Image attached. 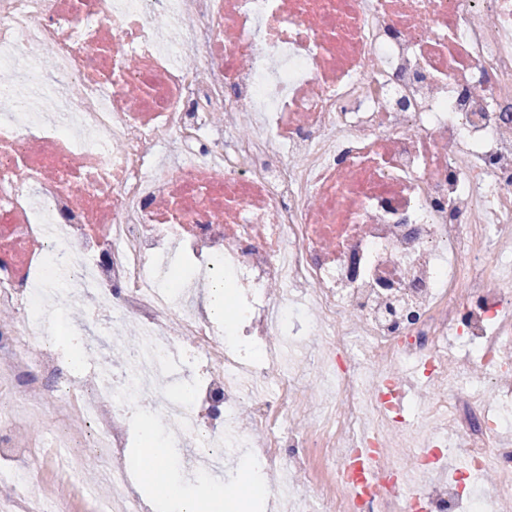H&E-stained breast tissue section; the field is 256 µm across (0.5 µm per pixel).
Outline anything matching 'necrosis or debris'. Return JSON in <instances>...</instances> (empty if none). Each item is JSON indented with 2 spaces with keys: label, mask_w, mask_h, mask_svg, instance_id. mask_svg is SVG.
Here are the masks:
<instances>
[{
  "label": "necrosis or debris",
  "mask_w": 512,
  "mask_h": 512,
  "mask_svg": "<svg viewBox=\"0 0 512 512\" xmlns=\"http://www.w3.org/2000/svg\"><path fill=\"white\" fill-rule=\"evenodd\" d=\"M0 67L1 98L25 91L0 113V389L92 426L98 512H147L135 411L214 473L241 452L284 478L320 460L289 512L512 494V0H0ZM217 267L239 344L199 297ZM64 295L82 371L48 339ZM317 366L336 403L299 429ZM18 423L0 408V512H43L21 461L65 488L84 462L51 429L11 447ZM453 448L465 470L405 483ZM488 471L496 491L470 490Z\"/></svg>",
  "instance_id": "1"
}]
</instances>
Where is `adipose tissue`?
I'll list each match as a JSON object with an SVG mask.
<instances>
[{"mask_svg":"<svg viewBox=\"0 0 512 512\" xmlns=\"http://www.w3.org/2000/svg\"><path fill=\"white\" fill-rule=\"evenodd\" d=\"M149 463L145 468V480L150 488L148 500L155 512H226V490L221 485H209L205 495L192 494L187 487L172 481L164 468L175 450L162 433L148 426L141 431Z\"/></svg>","mask_w":512,"mask_h":512,"instance_id":"1","label":"adipose tissue"}]
</instances>
